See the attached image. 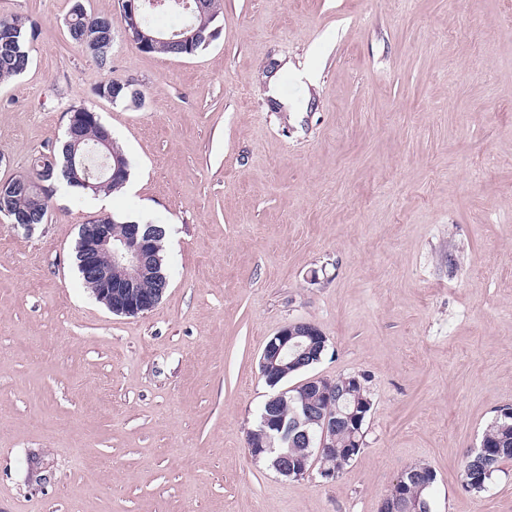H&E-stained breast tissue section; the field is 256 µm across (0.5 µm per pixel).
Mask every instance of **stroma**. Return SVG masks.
Returning <instances> with one entry per match:
<instances>
[{
  "label": "stroma",
  "mask_w": 512,
  "mask_h": 512,
  "mask_svg": "<svg viewBox=\"0 0 512 512\" xmlns=\"http://www.w3.org/2000/svg\"><path fill=\"white\" fill-rule=\"evenodd\" d=\"M72 0H0L36 22L0 84V182L92 107L132 189L56 193L47 223L0 217V512H380L410 464L433 512H512V463L474 495L460 464L512 404V0H224L187 57L116 33L104 71ZM297 112L264 94L279 62ZM135 81L142 106L95 95ZM167 228L169 285L116 315L78 278L81 224ZM295 322L314 378L365 379L361 452L336 478L251 457L259 361Z\"/></svg>",
  "instance_id": "obj_1"
}]
</instances>
